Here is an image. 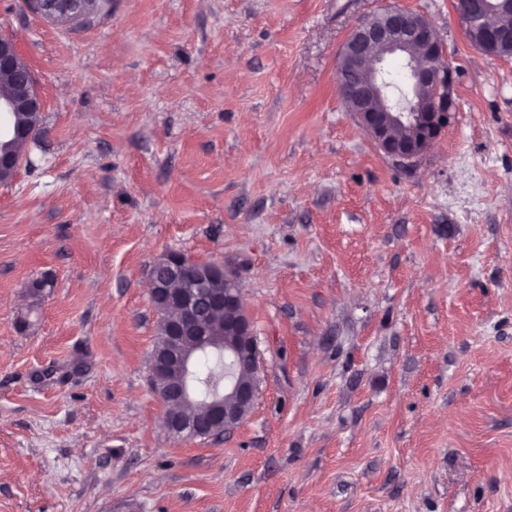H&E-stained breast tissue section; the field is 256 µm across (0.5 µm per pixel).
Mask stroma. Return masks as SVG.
<instances>
[{
  "instance_id": "35a3bbf8",
  "label": "stroma",
  "mask_w": 512,
  "mask_h": 512,
  "mask_svg": "<svg viewBox=\"0 0 512 512\" xmlns=\"http://www.w3.org/2000/svg\"><path fill=\"white\" fill-rule=\"evenodd\" d=\"M454 3L106 0L68 28L0 0L44 100L0 185V512H512V57ZM388 5L453 71L409 168L336 80ZM166 251L236 273L263 366L204 442L149 380ZM460 4L459 15L463 17L464 23V35L467 40L470 38L471 28L483 24L484 16L480 17L479 14H475L471 11L469 0L457 1ZM471 19V20H470ZM470 43L474 47L480 49L486 54L499 55L501 57L512 56V45H495L486 43V39L480 31L472 32ZM480 47V48H479Z\"/></svg>"
}]
</instances>
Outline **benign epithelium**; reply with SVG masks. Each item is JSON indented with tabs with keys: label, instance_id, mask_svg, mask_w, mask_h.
<instances>
[{
	"label": "benign epithelium",
	"instance_id": "benign-epithelium-1",
	"mask_svg": "<svg viewBox=\"0 0 512 512\" xmlns=\"http://www.w3.org/2000/svg\"><path fill=\"white\" fill-rule=\"evenodd\" d=\"M30 8L55 18L83 8L82 0H30ZM385 21L353 25L345 50L347 64L360 70L364 83H340L344 102L361 129L393 163L410 167L435 141L450 107L452 70L444 65V43L431 21L399 7L384 12ZM464 35L483 23L471 11L469 0H461ZM404 60L409 100L394 103L388 94L385 63L391 56ZM21 56L11 38L0 36V74L14 79L12 91L0 94V143L16 140L11 117L26 111L44 110L32 70L20 65ZM430 91L419 103L414 93ZM22 164L15 151L0 154V184L12 182ZM166 278L150 274L152 299L163 316L161 346L151 357L149 372L153 387L165 406L162 423L176 438L200 429L219 434L240 423L239 411L250 409L259 393L263 367L250 317L243 306L234 274L218 262H197L178 252L159 257ZM224 354V387L212 388L202 399L193 368L202 351ZM194 403L203 408L197 420H186L175 407Z\"/></svg>",
	"mask_w": 512,
	"mask_h": 512
}]
</instances>
